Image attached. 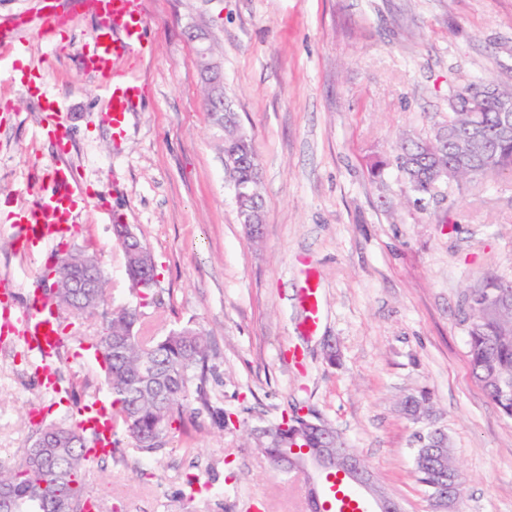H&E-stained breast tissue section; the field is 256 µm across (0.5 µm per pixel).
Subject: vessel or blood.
Returning a JSON list of instances; mask_svg holds the SVG:
<instances>
[{
	"label": "vessel or blood",
	"mask_w": 512,
	"mask_h": 512,
	"mask_svg": "<svg viewBox=\"0 0 512 512\" xmlns=\"http://www.w3.org/2000/svg\"><path fill=\"white\" fill-rule=\"evenodd\" d=\"M99 21L91 36L80 48L81 62L87 71L102 75L105 87L103 117L114 137H122L131 113L141 106L140 82L137 77L112 69V59L128 54L143 40L144 22L137 0H95ZM70 168L52 161L46 175L34 191V199L20 206L14 215L18 251L22 257L40 254L51 244L72 237L75 219L90 203L69 178ZM306 309L305 333H314L321 318L319 288L309 280L302 292ZM11 333L43 364H50L61 343L59 316L46 304L40 288H33L26 302L15 312ZM96 434V447L104 451L112 445L111 415L102 406L88 407L82 421Z\"/></svg>",
	"instance_id": "b4317fda"
}]
</instances>
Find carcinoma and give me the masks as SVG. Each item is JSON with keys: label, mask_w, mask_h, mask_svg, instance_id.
<instances>
[{"label": "carcinoma", "mask_w": 512, "mask_h": 512, "mask_svg": "<svg viewBox=\"0 0 512 512\" xmlns=\"http://www.w3.org/2000/svg\"><path fill=\"white\" fill-rule=\"evenodd\" d=\"M478 86L472 82L448 92V108L458 107L460 119H468L463 100ZM224 158L233 159L227 171L233 180L237 210L255 208L264 212L261 183L252 181L254 170L259 168L252 140L224 133ZM456 158L455 144L434 136L432 153L426 155L419 144L401 141L396 161L409 187L431 180ZM488 169L512 172V135L498 138L489 151L477 155L476 163L456 167L455 180L443 185L442 190L459 189ZM138 241L140 252L135 254L131 271L134 278L153 261L148 244L141 237ZM88 258L94 260L96 256L85 251L67 253L46 272L64 274ZM97 272L102 288L94 301L75 304L59 292L48 298L49 304L74 315L95 313L107 301L108 283L102 265H97ZM489 286L512 294V278L488 274L464 295L469 365L476 382L512 418V391L503 390L504 385L512 384V308L500 314L487 313L481 298ZM131 292L136 296L135 305L104 317L95 350L101 355L104 384L112 400V426L134 438L141 452L153 455L163 449L174 424L181 422L182 401L190 389H195L200 402L208 405L211 345L208 334L191 323L173 328L164 336L149 335L143 308L158 300L151 295L142 298L134 288ZM267 428L300 448L318 447L317 437L295 413ZM429 435L427 430L417 432L414 448L417 479L426 488L436 481L435 471L422 462ZM100 458L92 436L80 424L61 420L39 425L23 461L14 466L0 464V512H101L100 502L83 480L87 466Z\"/></svg>", "instance_id": "carcinoma-1"}]
</instances>
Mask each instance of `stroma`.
I'll use <instances>...</instances> for the list:
<instances>
[{
  "instance_id": "stroma-1",
  "label": "stroma",
  "mask_w": 512,
  "mask_h": 512,
  "mask_svg": "<svg viewBox=\"0 0 512 512\" xmlns=\"http://www.w3.org/2000/svg\"><path fill=\"white\" fill-rule=\"evenodd\" d=\"M56 6L55 43L32 22L24 47L0 45V317L42 278L44 259L14 251L13 214L60 157L94 203L56 256L95 254L108 309L125 306L112 227L131 225L156 264L158 302L144 310L155 335L190 321L212 341L209 408L187 397L157 455L121 433L115 455L88 466L102 512H308L305 475L274 472L247 434L296 408L332 426L404 512H431L414 474L422 426L400 410L411 395L429 398L466 478L457 512H512V418L470 375L462 315L467 288L512 276V173L418 206L394 162L401 133L447 123L449 89L512 86V0H139L144 42L116 67L138 68L144 96L118 146L100 83L77 56L98 17L88 0ZM203 46L224 66L260 163L256 242L206 108ZM39 91L57 98V115L40 112ZM56 122L64 140L43 132ZM311 272L323 318L307 336ZM60 321L56 394L37 385L16 337L0 335V461L18 464L38 422L78 421L104 390L101 317ZM224 409L236 427L220 426Z\"/></svg>"
}]
</instances>
